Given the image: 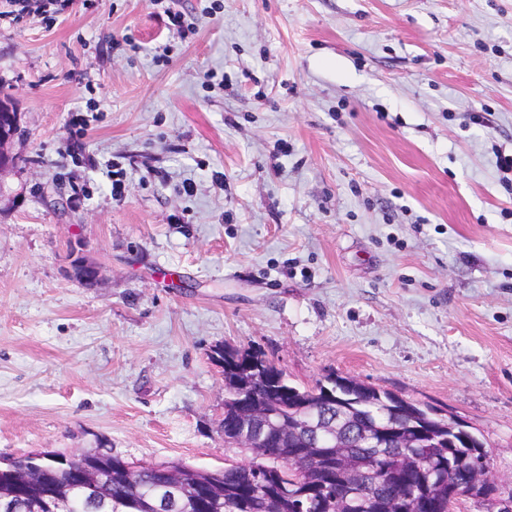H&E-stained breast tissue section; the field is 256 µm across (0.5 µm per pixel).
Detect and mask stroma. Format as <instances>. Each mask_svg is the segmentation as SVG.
Masks as SVG:
<instances>
[{
	"label": "stroma",
	"mask_w": 512,
	"mask_h": 512,
	"mask_svg": "<svg viewBox=\"0 0 512 512\" xmlns=\"http://www.w3.org/2000/svg\"><path fill=\"white\" fill-rule=\"evenodd\" d=\"M0 99V456L221 469L228 345L512 483V0H0ZM10 111L0 112V172L17 164L16 157L8 150V144L15 135L14 128L18 126V114L12 109ZM5 121L11 125L10 132L7 131L9 125Z\"/></svg>",
	"instance_id": "1"
}]
</instances>
